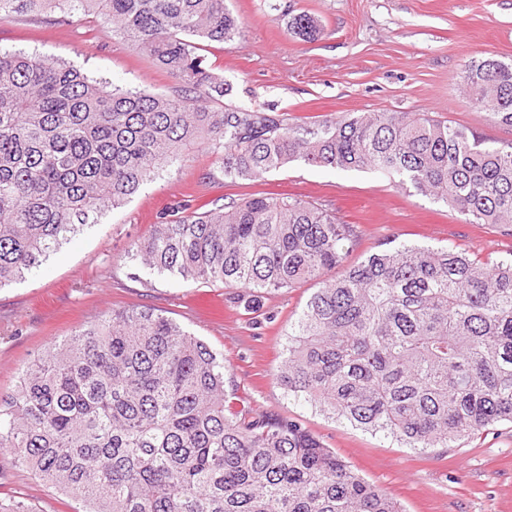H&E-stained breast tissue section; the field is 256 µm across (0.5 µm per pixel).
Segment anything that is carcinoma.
<instances>
[{
	"label": "carcinoma",
	"instance_id": "obj_1",
	"mask_svg": "<svg viewBox=\"0 0 512 512\" xmlns=\"http://www.w3.org/2000/svg\"><path fill=\"white\" fill-rule=\"evenodd\" d=\"M93 14L183 84L170 98L107 86L64 61L0 52V287L123 206L204 142L230 180L294 161L369 170L512 236V143L411 112L289 123L224 96L200 43H230L225 0H0V15ZM303 41L321 33L288 19ZM489 118L512 126V64L466 66ZM355 237L322 205L253 196L165 219L128 257L177 281L265 294L315 288L273 379L288 400L407 448L512 423V259L400 244L347 262ZM336 271V276L327 273ZM0 449L84 512H403L290 418L229 404L224 360L152 308L79 327L0 395Z\"/></svg>",
	"mask_w": 512,
	"mask_h": 512
}]
</instances>
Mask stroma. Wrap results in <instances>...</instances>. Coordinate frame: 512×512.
I'll return each instance as SVG.
<instances>
[{"label":"stroma","instance_id":"1","mask_svg":"<svg viewBox=\"0 0 512 512\" xmlns=\"http://www.w3.org/2000/svg\"><path fill=\"white\" fill-rule=\"evenodd\" d=\"M243 22L229 44L201 53L230 92L212 108H270L289 121L360 112H425L499 144L512 126L494 123L463 88L466 65L492 56L512 63V0H226ZM307 12L322 25L306 42L288 28ZM0 50L73 62L88 75L146 94L175 97L181 85L92 16L62 23L52 14L0 18ZM289 194L322 204L355 238L348 262L383 244L448 245L492 261L512 257V236L469 224L456 210L370 171H335L295 161L255 181H231L211 148L195 143L122 208L84 227L24 280L0 289V394L83 323L128 308H155L223 356L234 402L291 417L404 512H512V425L499 424L447 448L424 451L335 421L288 401L274 383L288 325L309 287L268 295L250 314L223 284L175 281L129 261L130 245L184 205ZM34 512H73L61 494L0 456V503Z\"/></svg>","mask_w":512,"mask_h":512}]
</instances>
